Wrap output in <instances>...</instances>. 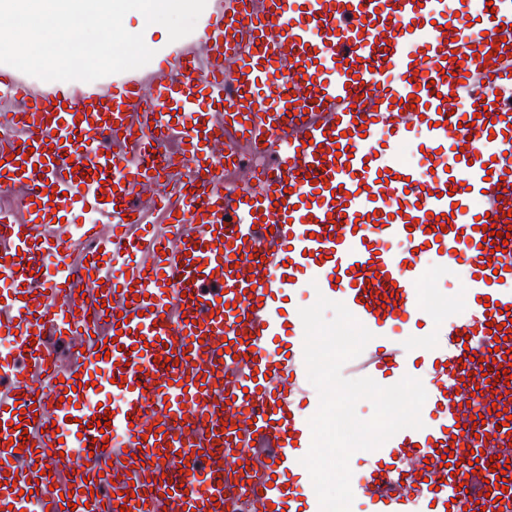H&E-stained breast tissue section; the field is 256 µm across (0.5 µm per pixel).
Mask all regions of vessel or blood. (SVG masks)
Listing matches in <instances>:
<instances>
[{
  "label": "vessel or blood",
  "instance_id": "1",
  "mask_svg": "<svg viewBox=\"0 0 512 512\" xmlns=\"http://www.w3.org/2000/svg\"><path fill=\"white\" fill-rule=\"evenodd\" d=\"M198 40L93 82L0 64V512H320L311 286L433 417L353 471L365 512H512V473L470 477L512 461V393L479 432L467 405L481 359L512 363V249L483 232L512 234V0H213ZM427 257L467 261L468 311L421 336Z\"/></svg>",
  "mask_w": 512,
  "mask_h": 512
}]
</instances>
